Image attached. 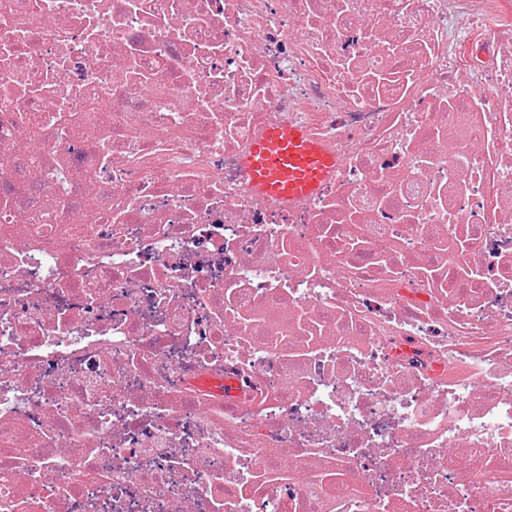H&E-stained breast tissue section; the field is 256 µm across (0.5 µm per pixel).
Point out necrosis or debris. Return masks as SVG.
Returning <instances> with one entry per match:
<instances>
[{
	"mask_svg": "<svg viewBox=\"0 0 512 512\" xmlns=\"http://www.w3.org/2000/svg\"><path fill=\"white\" fill-rule=\"evenodd\" d=\"M0 512H512V0H0ZM334 164L306 129L289 124L269 126L244 160L251 189L269 200L313 194Z\"/></svg>",
	"mask_w": 512,
	"mask_h": 512,
	"instance_id": "obj_1",
	"label": "necrosis or debris"
}]
</instances>
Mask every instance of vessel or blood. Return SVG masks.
I'll list each match as a JSON object with an SVG mask.
<instances>
[{"label": "vessel or blood", "instance_id": "vessel-or-blood-1", "mask_svg": "<svg viewBox=\"0 0 512 512\" xmlns=\"http://www.w3.org/2000/svg\"><path fill=\"white\" fill-rule=\"evenodd\" d=\"M334 164L306 129L289 124L269 126L244 160L251 189L270 200L313 194Z\"/></svg>", "mask_w": 512, "mask_h": 512}]
</instances>
